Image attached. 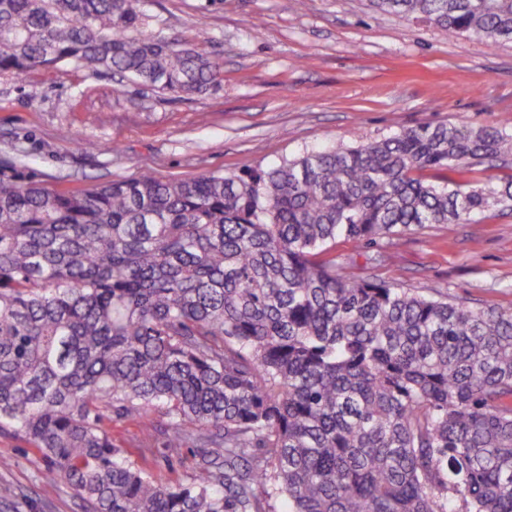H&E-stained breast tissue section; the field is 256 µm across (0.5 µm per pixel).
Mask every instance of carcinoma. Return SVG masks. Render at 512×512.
Instances as JSON below:
<instances>
[{"label": "carcinoma", "mask_w": 512, "mask_h": 512, "mask_svg": "<svg viewBox=\"0 0 512 512\" xmlns=\"http://www.w3.org/2000/svg\"><path fill=\"white\" fill-rule=\"evenodd\" d=\"M445 34L512 41V0H371ZM140 0H0V72L73 64L183 97L202 50L143 31ZM512 134L468 123L306 152L267 171L92 189L0 162V434L85 512H512V309L336 266L371 244L512 207L479 184ZM194 449L155 476L136 421ZM112 440L121 448H128L135 452V458L142 457L148 467L157 474L167 475L171 472L186 474L191 472L194 457L193 449L185 450L181 459L175 460L167 456L162 448V435L158 441L142 443L140 440L139 426L135 423L112 422Z\"/></svg>", "instance_id": "1"}]
</instances>
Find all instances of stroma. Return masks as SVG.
<instances>
[{
  "label": "stroma",
  "instance_id": "obj_1",
  "mask_svg": "<svg viewBox=\"0 0 512 512\" xmlns=\"http://www.w3.org/2000/svg\"><path fill=\"white\" fill-rule=\"evenodd\" d=\"M146 33L204 50L223 84L191 98L72 65L0 73V159L24 158L48 187L87 189L144 165L164 179L265 170L310 150L379 141L425 123L512 131V42L444 35L372 10L369 0H141ZM105 144L88 153L78 141ZM387 253L376 261L377 252ZM337 266L473 306L512 307V210H490L479 236L433 224L364 247L337 238ZM112 439L157 474L189 473L141 442ZM39 454L0 435V512H82L74 491L42 490Z\"/></svg>",
  "mask_w": 512,
  "mask_h": 512
}]
</instances>
